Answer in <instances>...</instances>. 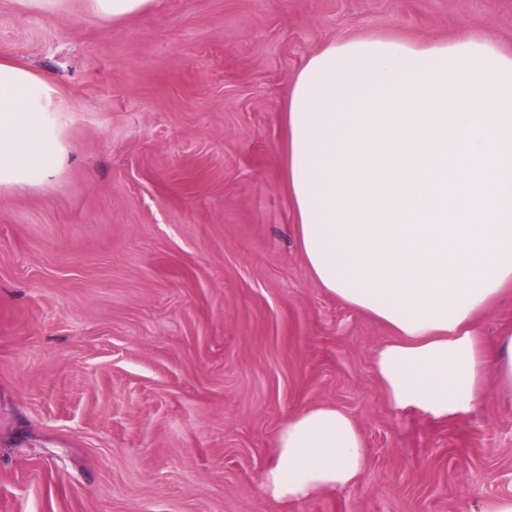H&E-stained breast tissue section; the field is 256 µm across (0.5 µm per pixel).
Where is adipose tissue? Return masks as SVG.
I'll return each instance as SVG.
<instances>
[{"label": "adipose tissue", "mask_w": 512, "mask_h": 512, "mask_svg": "<svg viewBox=\"0 0 512 512\" xmlns=\"http://www.w3.org/2000/svg\"><path fill=\"white\" fill-rule=\"evenodd\" d=\"M55 92L0 57V187L66 162ZM282 126L299 252L320 288L390 330L372 367L392 410L457 419L491 380L511 401L512 327L480 323L512 297V49L469 33L329 42L294 76ZM366 462L354 417L311 406L279 430L257 493L353 488Z\"/></svg>", "instance_id": "ef3b65f1"}]
</instances>
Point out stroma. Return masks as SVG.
I'll return each mask as SVG.
<instances>
[{
  "label": "stroma",
  "instance_id": "1",
  "mask_svg": "<svg viewBox=\"0 0 512 512\" xmlns=\"http://www.w3.org/2000/svg\"><path fill=\"white\" fill-rule=\"evenodd\" d=\"M512 46V0H0V56L50 74L68 159L0 187V512H481L512 497V402L396 415L388 329L327 294L281 185V113L325 43ZM350 413L358 487H256L279 429ZM94 13L102 20L118 21L146 13L155 0H91Z\"/></svg>",
  "mask_w": 512,
  "mask_h": 512
}]
</instances>
